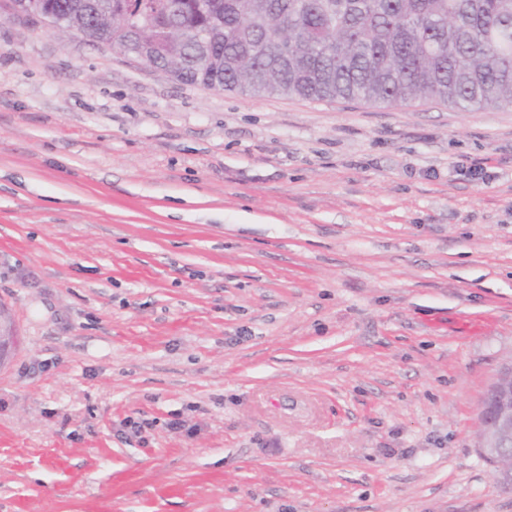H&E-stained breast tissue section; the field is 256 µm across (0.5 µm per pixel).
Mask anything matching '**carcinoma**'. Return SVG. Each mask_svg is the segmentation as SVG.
Listing matches in <instances>:
<instances>
[{"label":"carcinoma","mask_w":512,"mask_h":512,"mask_svg":"<svg viewBox=\"0 0 512 512\" xmlns=\"http://www.w3.org/2000/svg\"><path fill=\"white\" fill-rule=\"evenodd\" d=\"M196 30L173 35L172 5ZM205 89L460 110L512 105V0H0Z\"/></svg>","instance_id":"1"}]
</instances>
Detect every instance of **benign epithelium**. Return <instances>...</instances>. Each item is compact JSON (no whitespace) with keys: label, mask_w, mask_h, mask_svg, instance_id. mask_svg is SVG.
Masks as SVG:
<instances>
[{"label":"benign epithelium","mask_w":512,"mask_h":512,"mask_svg":"<svg viewBox=\"0 0 512 512\" xmlns=\"http://www.w3.org/2000/svg\"><path fill=\"white\" fill-rule=\"evenodd\" d=\"M19 346L11 316L0 306V369L7 366ZM479 452L495 465L499 483L512 490V468L500 464L512 455V364L501 367L484 396L478 419Z\"/></svg>","instance_id":"1"}]
</instances>
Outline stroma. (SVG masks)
<instances>
[{
    "instance_id": "stroma-1",
    "label": "stroma",
    "mask_w": 512,
    "mask_h": 512,
    "mask_svg": "<svg viewBox=\"0 0 512 512\" xmlns=\"http://www.w3.org/2000/svg\"><path fill=\"white\" fill-rule=\"evenodd\" d=\"M0 303V512H512V106L209 90L0 17ZM18 346L19 336L16 335L13 320L0 305V369L11 362ZM479 452L495 465L499 483L512 490V468L501 458L512 455V364H504L484 396L478 419Z\"/></svg>"
}]
</instances>
